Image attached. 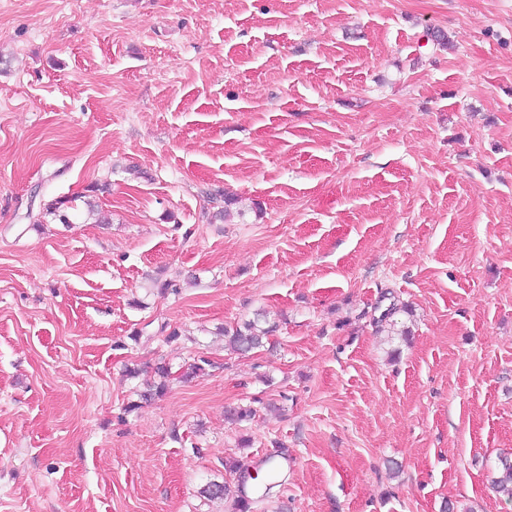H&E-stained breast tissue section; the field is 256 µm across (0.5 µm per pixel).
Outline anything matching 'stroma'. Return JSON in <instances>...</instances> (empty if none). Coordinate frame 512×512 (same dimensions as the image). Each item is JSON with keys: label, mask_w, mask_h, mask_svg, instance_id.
<instances>
[{"label": "stroma", "mask_w": 512, "mask_h": 512, "mask_svg": "<svg viewBox=\"0 0 512 512\" xmlns=\"http://www.w3.org/2000/svg\"><path fill=\"white\" fill-rule=\"evenodd\" d=\"M281 445L254 512H512V0H0V512ZM257 318L244 322L242 325L232 329L224 327L223 333L227 347L233 352H248L263 346L264 339H267L274 331V325L263 327L261 319ZM155 376L159 378V382L154 381L153 383L147 384L146 388L141 391H137L139 401L130 402L126 408L128 412H131L141 406L143 403L150 402L155 397L164 394L167 388V382L171 377V370L167 365H157L154 370ZM497 477L493 480V488L497 493L506 496L512 502V457L503 455L498 458L495 466Z\"/></svg>", "instance_id": "35a3bbf8"}]
</instances>
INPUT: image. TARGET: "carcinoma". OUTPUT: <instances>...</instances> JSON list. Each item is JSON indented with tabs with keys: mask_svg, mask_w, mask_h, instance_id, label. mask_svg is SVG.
<instances>
[{
	"mask_svg": "<svg viewBox=\"0 0 512 512\" xmlns=\"http://www.w3.org/2000/svg\"><path fill=\"white\" fill-rule=\"evenodd\" d=\"M275 326L264 327L261 319L256 318L244 322L232 328L223 329L227 347L234 352H248L263 346L264 339L268 338ZM159 381L150 383L137 393L138 400L127 406L131 412L154 398L164 394L167 382L171 377V370L167 365L160 364L154 370ZM288 459V449L279 448L274 455L267 456L256 467L258 477L251 476L249 469L237 460L224 461V468L238 475V484L231 487L226 483L213 482L207 486L205 493L213 499H230L233 503L232 512H251L252 505L266 499L271 490L277 486L281 471L279 461ZM497 477L493 480V488L496 492L506 496L512 502V457L503 455L498 458L495 466Z\"/></svg>",
	"mask_w": 512,
	"mask_h": 512,
	"instance_id": "carcinoma-1",
	"label": "carcinoma"
}]
</instances>
